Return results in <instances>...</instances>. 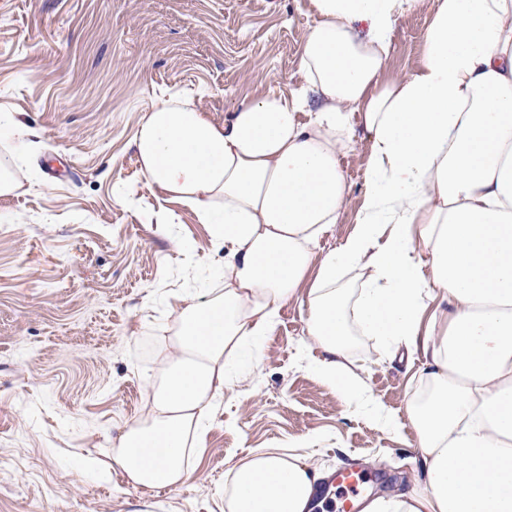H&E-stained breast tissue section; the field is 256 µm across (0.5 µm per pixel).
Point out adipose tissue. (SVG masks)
I'll use <instances>...</instances> for the list:
<instances>
[{
	"label": "adipose tissue",
	"mask_w": 512,
	"mask_h": 512,
	"mask_svg": "<svg viewBox=\"0 0 512 512\" xmlns=\"http://www.w3.org/2000/svg\"><path fill=\"white\" fill-rule=\"evenodd\" d=\"M421 2L307 0L290 95L220 126L178 96L146 114L141 171L211 225L224 289L181 295L146 414L108 462H85L97 479L185 485L225 387L257 367L280 309L303 292L309 367L382 428L399 422L346 365L348 336L425 359L427 389L406 407L423 478L362 512H512V0H434L421 64L385 75L395 25ZM355 114L372 141L364 199L353 233L323 252L348 203L340 159ZM347 269L363 288L341 287ZM326 478L304 454L260 449L229 471L224 512H311Z\"/></svg>",
	"instance_id": "ef3b65f1"
}]
</instances>
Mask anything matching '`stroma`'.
<instances>
[{
  "label": "stroma",
  "mask_w": 512,
  "mask_h": 512,
  "mask_svg": "<svg viewBox=\"0 0 512 512\" xmlns=\"http://www.w3.org/2000/svg\"><path fill=\"white\" fill-rule=\"evenodd\" d=\"M432 7L398 21L387 74L419 65ZM311 23L304 0H0V114L36 133L21 161L0 140L15 186L0 195V512H224L234 465L311 434L321 471L371 473L362 498L413 484L405 406L425 389L419 357L383 359L373 337L349 339L350 368L403 419L384 430L308 368L299 300L281 308L259 366L225 388L187 485L148 493L84 468L85 449L107 451L142 414L153 339L174 335L183 280L214 258L209 225L177 199L159 202L141 174L132 142L143 117L184 94L220 125L289 94ZM355 140L341 159L349 202L320 241L328 250L352 233L362 201L371 142ZM162 205L176 219L165 236L142 221ZM151 294L160 302L149 307Z\"/></svg>",
  "instance_id": "1"
}]
</instances>
